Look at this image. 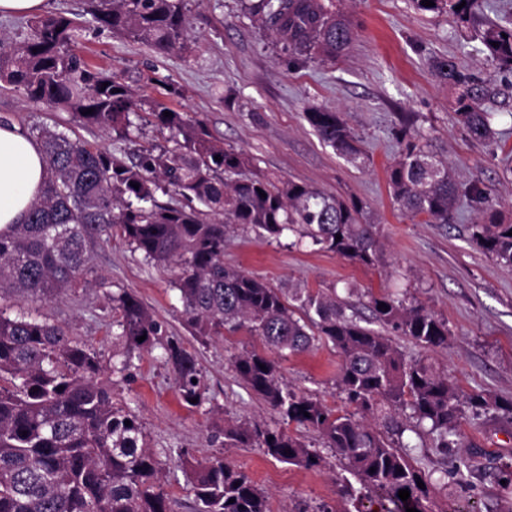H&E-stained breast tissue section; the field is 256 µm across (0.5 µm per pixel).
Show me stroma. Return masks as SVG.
Returning a JSON list of instances; mask_svg holds the SVG:
<instances>
[{"label":"stroma","instance_id":"obj_1","mask_svg":"<svg viewBox=\"0 0 512 512\" xmlns=\"http://www.w3.org/2000/svg\"><path fill=\"white\" fill-rule=\"evenodd\" d=\"M188 48L166 55L93 23L85 0H47L46 11L79 27L75 52L93 67L125 81L142 100H160L188 117L204 120L211 135L242 150L252 170L276 180L304 183L344 201L364 204L379 241L377 260L366 266L310 244L267 242L254 231H231L224 264L285 290L336 291L347 308L362 310L366 292L404 295L431 309L449 328L448 346L427 351L392 334L406 359L424 358L444 371L465 393L512 400V268L498 264L471 240L477 208L460 198L447 224H429L394 204L386 168L395 155L393 133L421 131L432 150L447 159L458 183L478 182L489 205L512 222V71L481 50L490 25L512 27V0H478L465 22L446 14L420 12L411 0H343L356 26L349 53L336 61L296 62L281 54L272 38L244 13L240 0H186ZM448 57L490 82L495 97V139L476 141L456 125L451 93L433 75L434 59ZM343 113L367 155L359 165L320 142L305 118L313 108ZM21 128L63 124L75 137L131 160L143 148L165 147L168 131L150 124L130 138L85 125L73 113L54 111L0 89V123ZM89 287L49 300L6 297L9 315L41 314L89 341L103 366H111L121 345L112 331L109 294L128 290L150 308L166 337L197 356L208 400L198 408L183 403L162 348L142 353L127 379L112 393L139 418L148 445L162 461L161 480L177 512H192V485L179 456H220L246 472L270 498L272 512H369L371 504L318 434L290 424L287 432L318 450L321 466L306 469L276 461L259 448L225 447L228 424L281 425L265 401L235 374L233 359L260 348L241 331L201 345L188 332L173 288L175 269L147 265L115 237L91 252ZM341 357L322 342L280 363L282 380L333 408L343 402L336 388ZM425 473L431 512H512V498L499 486L502 463L512 462V418L465 412L458 447L438 448L423 436L410 449ZM473 462L458 475V459ZM355 487L341 494L342 485Z\"/></svg>","mask_w":512,"mask_h":512}]
</instances>
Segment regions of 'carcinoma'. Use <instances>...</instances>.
<instances>
[{"label":"carcinoma","instance_id":"obj_1","mask_svg":"<svg viewBox=\"0 0 512 512\" xmlns=\"http://www.w3.org/2000/svg\"><path fill=\"white\" fill-rule=\"evenodd\" d=\"M433 2L426 7L412 0L419 11L461 20L473 13L476 0ZM462 2L465 6L456 9ZM88 3L95 23L158 53L187 49L184 0ZM247 9L289 55L334 61L356 36L333 0H247ZM77 31L64 16L34 17L24 40L0 39V79L30 102L72 112L87 125L126 138L138 109L134 94L121 78L100 76L73 53ZM480 40L493 60L512 66L511 27L490 26ZM432 68L438 82L452 91L457 122L471 138L489 139L484 103L493 96L492 88L446 57ZM87 109L92 113L83 114ZM166 111L170 116H164ZM306 119L337 154L365 162L340 113L313 109ZM142 120L168 130L173 147L146 148L130 165L64 130L28 132L42 146L47 177L24 221L0 231V300L14 292L42 299L85 287L92 248L119 236L147 263L179 268L174 288L197 341L205 344L241 329L262 339L267 351L234 358L237 376L284 422L317 431L362 488L381 499V512L408 507L428 512L426 491L417 487L423 476L404 451V433L427 427L437 447L455 448L464 407L486 414L512 412V401L461 395L448 375L424 359H405L371 327L375 321L427 350L448 346L447 322L421 304L370 292V322L346 313L334 294L305 291L287 297L261 278L224 266V241L232 225L272 240L292 233L372 265L377 255L373 225L361 222L359 202L348 204L303 183L275 182L257 171L244 173L248 159L216 141L202 120H190L159 102L148 105ZM395 138L396 157L387 168L393 199L411 217L449 223L463 190L448 161L405 128ZM160 189L188 205L159 204ZM463 192L479 204L472 241L512 268V224L501 223L493 208L483 205L477 184ZM109 300L118 313L115 326L124 348L112 372L125 373L134 357L160 344L184 403H206L196 354L178 341L162 342L161 322L134 293H111ZM143 335L146 339L138 341ZM319 341L332 344L341 356L336 387L347 407L343 412L295 392L279 377L277 359ZM104 372L93 345L71 336L65 326L47 318H11L0 306V512H176L137 415L112 401V381L101 380ZM193 398L198 402L191 403ZM386 409L408 413L409 422L392 417L384 432L368 422L367 416ZM127 420L131 425H125ZM224 446H256L297 467L321 462L299 438L257 422L224 427ZM191 467L194 512H270L267 494L224 458L196 460ZM402 489L410 491L405 502L398 497Z\"/></svg>","mask_w":512,"mask_h":512}]
</instances>
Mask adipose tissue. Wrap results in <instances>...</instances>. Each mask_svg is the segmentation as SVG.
I'll return each instance as SVG.
<instances>
[{
  "label": "adipose tissue",
  "mask_w": 512,
  "mask_h": 512,
  "mask_svg": "<svg viewBox=\"0 0 512 512\" xmlns=\"http://www.w3.org/2000/svg\"><path fill=\"white\" fill-rule=\"evenodd\" d=\"M45 179L39 142L18 126L0 125V230L22 222Z\"/></svg>",
  "instance_id": "1"
}]
</instances>
